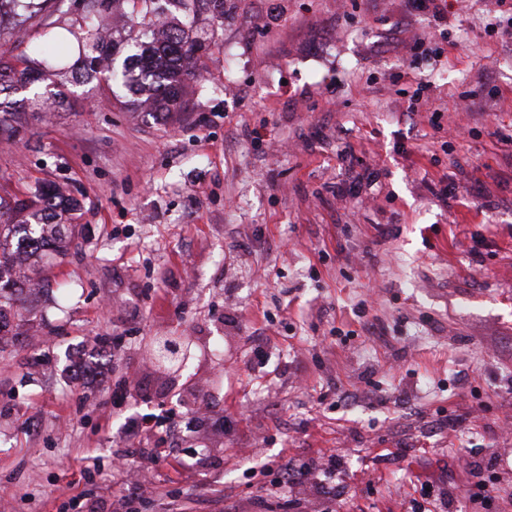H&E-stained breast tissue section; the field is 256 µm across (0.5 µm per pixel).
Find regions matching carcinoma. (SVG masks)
<instances>
[{"label":"carcinoma","instance_id":"1","mask_svg":"<svg viewBox=\"0 0 512 512\" xmlns=\"http://www.w3.org/2000/svg\"><path fill=\"white\" fill-rule=\"evenodd\" d=\"M57 0H0V136L12 137L21 119V105L14 96L48 101L62 97L49 81L52 72L74 73L73 81L85 82L106 74L112 83L133 96H142L137 105L166 117L181 112L186 103L189 82L197 65L195 52L201 47L193 30L184 24L154 29L144 9L155 14L156 0H112V5H128L132 27L131 54L121 64L104 50L103 25L99 21V0H88L85 35L69 30L56 32L47 19L56 10ZM42 29V37L56 45L55 53L45 54L37 45L29 52L12 54L10 45L27 28ZM81 209L78 199L52 183L41 184L28 200L8 201L0 197V333L8 326L7 314L17 301L15 285L20 268L38 264L43 253H65L73 240L61 228L65 214Z\"/></svg>","mask_w":512,"mask_h":512}]
</instances>
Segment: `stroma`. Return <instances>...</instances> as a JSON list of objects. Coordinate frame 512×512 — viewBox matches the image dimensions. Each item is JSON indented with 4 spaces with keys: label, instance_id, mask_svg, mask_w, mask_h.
<instances>
[{
    "label": "stroma",
    "instance_id": "1",
    "mask_svg": "<svg viewBox=\"0 0 512 512\" xmlns=\"http://www.w3.org/2000/svg\"><path fill=\"white\" fill-rule=\"evenodd\" d=\"M448 2L224 0L177 117L67 75L26 106L0 195L83 209L0 341V512H257L251 485L325 450L333 512L428 486L512 512V0ZM168 335L176 377L149 355ZM132 420L166 478L131 505Z\"/></svg>",
    "mask_w": 512,
    "mask_h": 512
}]
</instances>
